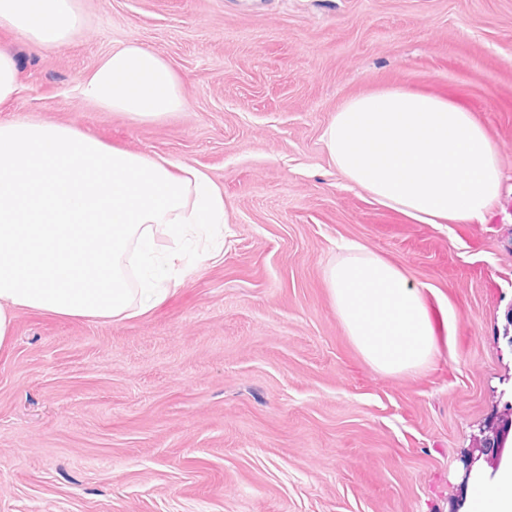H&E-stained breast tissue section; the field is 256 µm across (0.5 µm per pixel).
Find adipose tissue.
<instances>
[{"label": "adipose tissue", "mask_w": 512, "mask_h": 512, "mask_svg": "<svg viewBox=\"0 0 512 512\" xmlns=\"http://www.w3.org/2000/svg\"><path fill=\"white\" fill-rule=\"evenodd\" d=\"M75 0H0V29L51 51L77 38ZM82 98L138 122L182 111L180 80L158 53L112 49L78 85ZM330 158L379 203L421 224L483 220L503 173L472 112L401 90L353 99L323 132ZM224 192L202 170L105 145L51 121L0 122V350L16 313L123 320L163 304L185 276L181 245L214 243ZM325 279L366 364L412 374L441 356L439 317L401 268L347 241ZM468 512H512V456L468 486Z\"/></svg>", "instance_id": "ef3b65f1"}]
</instances>
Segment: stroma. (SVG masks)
<instances>
[{
	"label": "stroma",
	"instance_id": "35a3bbf8",
	"mask_svg": "<svg viewBox=\"0 0 512 512\" xmlns=\"http://www.w3.org/2000/svg\"><path fill=\"white\" fill-rule=\"evenodd\" d=\"M50 53L0 32V121L71 124L206 172L224 249L146 315L18 311L0 352V512H462L464 460L504 411L512 308V0H76ZM161 54L185 108L134 122L76 87L114 47ZM382 89L453 100L505 181L484 222L420 224L354 187L322 133ZM352 239L447 307L443 356L375 372L325 280ZM19 65L16 52L0 47V106L10 104L16 96L19 86Z\"/></svg>",
	"mask_w": 512,
	"mask_h": 512
}]
</instances>
